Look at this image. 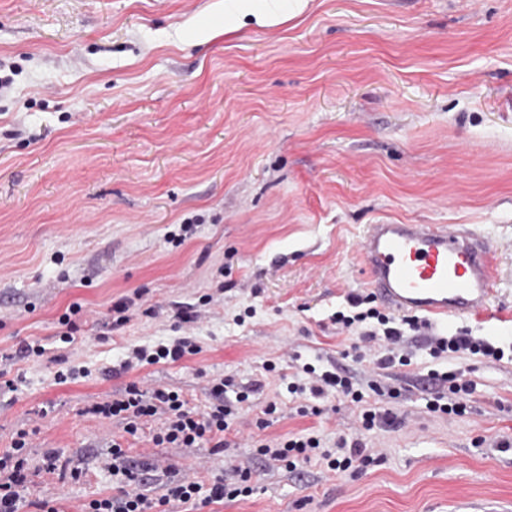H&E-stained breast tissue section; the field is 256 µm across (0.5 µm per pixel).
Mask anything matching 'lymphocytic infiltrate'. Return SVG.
Returning a JSON list of instances; mask_svg holds the SVG:
<instances>
[{
  "mask_svg": "<svg viewBox=\"0 0 512 512\" xmlns=\"http://www.w3.org/2000/svg\"><path fill=\"white\" fill-rule=\"evenodd\" d=\"M347 311L333 317L341 330L359 333L364 350L355 351V361H369L380 370L405 367L411 364L415 352L409 341L412 334L424 328L425 323L416 316L396 317L373 306L371 296L351 295L347 298ZM426 353L434 359H453L461 356L500 361L512 360V349L496 345L487 339L463 330L451 336H426ZM198 346L189 338H179L154 348H136L121 367L130 370L145 364L176 362L198 353ZM303 380L290 382L292 394H307L321 398L336 393L360 411L359 433L337 434L333 446H325L319 437L300 436L288 439H260L254 446L255 455L264 457L286 471L293 472L312 458L319 460L331 471L356 473L372 463L364 438L374 429H395L402 420L392 405L401 396L400 389L371 383L368 389L354 386L351 378L340 370L317 371L313 364L301 367ZM438 387L427 399L428 413L462 417L471 410L470 398L474 385L455 369L433 372ZM233 382L220 379L213 386L214 401L205 411L190 407L187 400L174 390L156 389L146 393L137 386H129L122 397L95 404L91 412L108 420L119 421L125 433L136 435L145 426H152L151 441L162 448H191L207 441L226 448V432L238 418L237 406L249 398L246 390L236 392L234 398L226 393ZM30 434L16 432L9 450L0 453V512H19L29 493L27 449ZM104 467L119 490L83 502L79 512H171L174 504H186L196 499L205 503L234 500L252 495V472L242 466L231 467L224 475L215 477L210 486L188 476L177 475L170 466H161L150 457L132 458L121 443L109 448ZM167 481L161 494H152L151 488L159 476Z\"/></svg>",
  "mask_w": 512,
  "mask_h": 512,
  "instance_id": "obj_1",
  "label": "lymphocytic infiltrate"
}]
</instances>
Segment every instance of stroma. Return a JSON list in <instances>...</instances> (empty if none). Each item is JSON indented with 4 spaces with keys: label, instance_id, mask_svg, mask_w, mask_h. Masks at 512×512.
I'll use <instances>...</instances> for the list:
<instances>
[{
    "label": "stroma",
    "instance_id": "obj_1",
    "mask_svg": "<svg viewBox=\"0 0 512 512\" xmlns=\"http://www.w3.org/2000/svg\"><path fill=\"white\" fill-rule=\"evenodd\" d=\"M224 4L0 0V452L32 432L31 496L63 512L112 493L115 440L206 484L228 461L252 469L251 496L174 512H512V363L457 360L470 414H429L425 376L444 362L374 372L331 320L368 292V225L465 224L494 250L491 314L439 331L512 342V0H311L230 32ZM189 306L201 316L182 321ZM179 337L199 353L121 369ZM25 343L46 352L20 357ZM297 354L404 390L405 425L370 434L378 461L357 476L250 454L255 438L359 425L333 396L297 414ZM222 377L251 389L225 450L156 448L90 412L132 384L203 411ZM49 449L80 479L42 471Z\"/></svg>",
    "mask_w": 512,
    "mask_h": 512
}]
</instances>
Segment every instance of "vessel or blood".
<instances>
[{
	"label": "vessel or blood",
	"mask_w": 512,
	"mask_h": 512,
	"mask_svg": "<svg viewBox=\"0 0 512 512\" xmlns=\"http://www.w3.org/2000/svg\"><path fill=\"white\" fill-rule=\"evenodd\" d=\"M367 285L386 308L444 323L491 307V244L476 228L371 224L361 245Z\"/></svg>",
	"instance_id": "obj_1"
}]
</instances>
